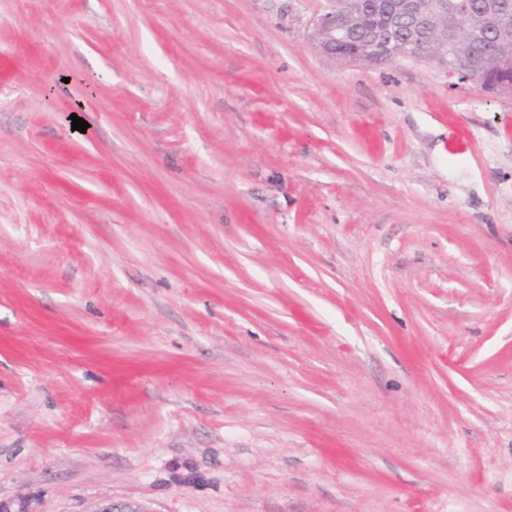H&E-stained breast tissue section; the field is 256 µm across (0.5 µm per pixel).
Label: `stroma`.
<instances>
[{
	"mask_svg": "<svg viewBox=\"0 0 512 512\" xmlns=\"http://www.w3.org/2000/svg\"><path fill=\"white\" fill-rule=\"evenodd\" d=\"M327 3L0 0V501L512 512V100ZM366 1L369 0H329L323 13L312 22L310 40L315 47L323 54L334 58L336 56L363 58L357 50L352 53H342L336 48L353 42L360 24L362 29L358 40L362 39L365 30L387 24L388 16L384 11L368 14L362 19L365 11L369 9Z\"/></svg>",
	"mask_w": 512,
	"mask_h": 512,
	"instance_id": "35a3bbf8",
	"label": "stroma"
}]
</instances>
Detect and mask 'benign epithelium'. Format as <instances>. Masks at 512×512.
I'll return each instance as SVG.
<instances>
[{
	"mask_svg": "<svg viewBox=\"0 0 512 512\" xmlns=\"http://www.w3.org/2000/svg\"><path fill=\"white\" fill-rule=\"evenodd\" d=\"M369 9L366 0H329L323 13L312 22L310 40L323 54L331 57L342 55L338 47L353 42L359 31L362 17ZM480 14L487 18L494 30L512 26V0H396L392 4L395 22L403 29L400 41H384L380 35L369 36L370 46L384 43L389 56L412 55L425 59H442L454 45L448 36V28L432 33L434 20L452 15ZM452 72L462 81L482 64V60L470 55L450 61Z\"/></svg>",
	"mask_w": 512,
	"mask_h": 512,
	"instance_id": "1",
	"label": "benign epithelium"
}]
</instances>
